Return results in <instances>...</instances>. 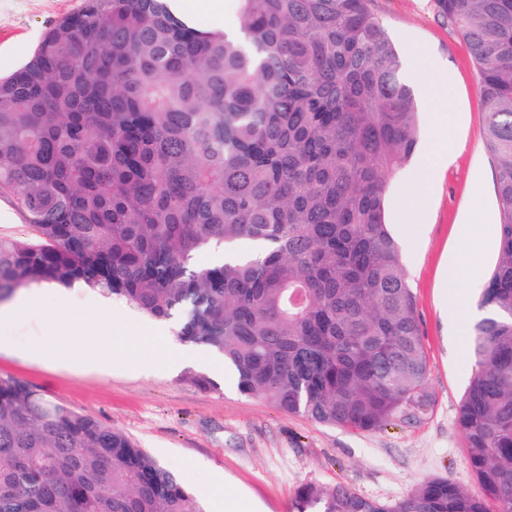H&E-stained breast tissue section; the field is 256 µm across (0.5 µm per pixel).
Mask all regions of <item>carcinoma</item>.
Here are the masks:
<instances>
[{
  "instance_id": "cac0c4a2",
  "label": "carcinoma",
  "mask_w": 512,
  "mask_h": 512,
  "mask_svg": "<svg viewBox=\"0 0 512 512\" xmlns=\"http://www.w3.org/2000/svg\"><path fill=\"white\" fill-rule=\"evenodd\" d=\"M369 0H85L0 79V300L42 282L120 296L214 349L241 393L351 431L428 413L427 361L385 221L419 108ZM479 74L498 258L456 424L483 495L443 479L389 506L305 484L291 512H512V0H436ZM264 250L201 265L212 246ZM0 512H203L124 432L0 377ZM172 11L189 26L197 29H222L232 23L224 14V0H170ZM224 16V24H211V19ZM2 209H6L11 213V219H9V213L7 211L0 210V221H6L5 223L0 222V237L10 238H28L34 231L32 227L26 223L22 214L18 210L13 200L7 198L0 199Z\"/></svg>"
}]
</instances>
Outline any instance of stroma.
Wrapping results in <instances>:
<instances>
[{
	"label": "stroma",
	"instance_id": "obj_1",
	"mask_svg": "<svg viewBox=\"0 0 512 512\" xmlns=\"http://www.w3.org/2000/svg\"><path fill=\"white\" fill-rule=\"evenodd\" d=\"M82 6L83 0H0V46L25 50L51 23ZM369 8L383 22L406 71L415 74L422 108L418 148L386 210L421 326L432 400L426 415L353 432L279 411L242 394L233 380L215 390L199 389L188 369L165 368L174 350L156 339L159 321L112 295L106 298L109 314L100 315L87 288L78 289L68 315L52 290H18L22 307L6 330L11 344L0 349V376L23 380L46 399L122 430L194 493L220 483L228 494L251 503L254 512H289L297 489L310 483H342L390 505L434 478L479 494L456 427L462 395L475 373L466 335L497 259L496 167L484 147L478 70L435 0H370ZM442 82L448 85L446 96H431ZM446 146L454 150L452 165L432 180L420 179L417 163ZM451 261L459 264L457 286L465 290L458 299L442 276ZM451 306L458 320L454 327L445 315ZM63 316L69 329L48 337V346L63 353L80 345L92 363L70 365L29 352L33 334ZM133 352L143 369L128 367Z\"/></svg>",
	"mask_w": 512,
	"mask_h": 512
}]
</instances>
